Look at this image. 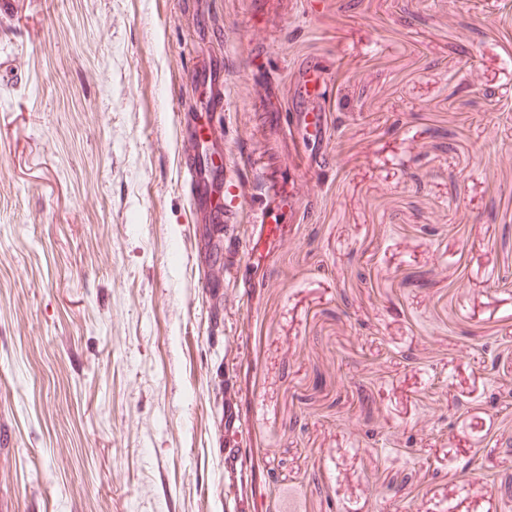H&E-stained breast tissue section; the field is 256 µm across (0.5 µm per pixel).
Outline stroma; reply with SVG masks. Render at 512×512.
<instances>
[{"label": "stroma", "instance_id": "obj_1", "mask_svg": "<svg viewBox=\"0 0 512 512\" xmlns=\"http://www.w3.org/2000/svg\"><path fill=\"white\" fill-rule=\"evenodd\" d=\"M307 61L330 100L315 144L293 115ZM217 85L226 176L269 225L235 215L220 293L202 285L178 161L184 114L208 122ZM507 310L512 0L0 14L10 512H494ZM224 360L245 467L215 426ZM474 456L492 480L460 472Z\"/></svg>", "mask_w": 512, "mask_h": 512}]
</instances>
